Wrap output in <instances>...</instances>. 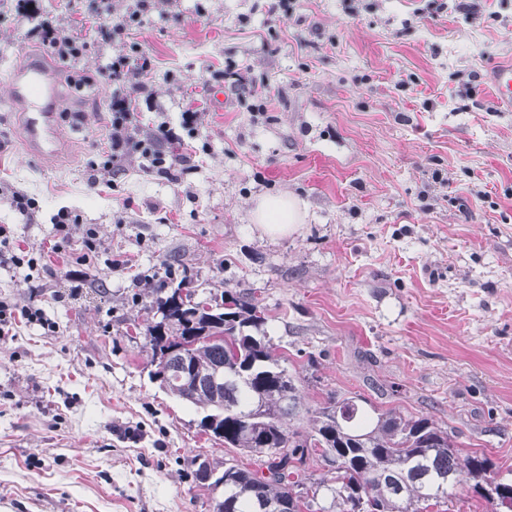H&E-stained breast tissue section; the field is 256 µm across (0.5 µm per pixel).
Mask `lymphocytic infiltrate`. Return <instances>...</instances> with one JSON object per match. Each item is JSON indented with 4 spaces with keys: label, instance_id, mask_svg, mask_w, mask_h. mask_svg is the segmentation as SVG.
I'll return each mask as SVG.
<instances>
[{
    "label": "lymphocytic infiltrate",
    "instance_id": "lymphocytic-infiltrate-1",
    "mask_svg": "<svg viewBox=\"0 0 512 512\" xmlns=\"http://www.w3.org/2000/svg\"><path fill=\"white\" fill-rule=\"evenodd\" d=\"M22 16L31 19L28 39L39 43L60 64L78 60L85 48L79 37L68 34L55 21L41 18L34 0H15ZM154 68L153 56L140 47L119 48L113 51L109 64L99 71L101 79L112 87L108 107L112 114L110 154L99 171L118 175L124 163L133 156L151 159L154 167L165 177L178 179L191 169V162L201 149L196 141L204 122V114L185 109L179 126L169 122L157 123L143 130L139 117L132 109L131 91H144L142 79Z\"/></svg>",
    "mask_w": 512,
    "mask_h": 512
}]
</instances>
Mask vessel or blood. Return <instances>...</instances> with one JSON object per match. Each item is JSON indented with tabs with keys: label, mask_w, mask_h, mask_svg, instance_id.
<instances>
[{
	"label": "vessel or blood",
	"mask_w": 512,
	"mask_h": 512,
	"mask_svg": "<svg viewBox=\"0 0 512 512\" xmlns=\"http://www.w3.org/2000/svg\"><path fill=\"white\" fill-rule=\"evenodd\" d=\"M495 102L512 106V61L494 63L487 75ZM11 103L23 117L27 153L49 161L60 155L63 140L57 125L58 83L53 65L39 55L29 56L10 76Z\"/></svg>",
	"instance_id": "obj_1"
}]
</instances>
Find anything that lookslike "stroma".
Instances as JSON below:
<instances>
[{
	"instance_id": "1",
	"label": "stroma",
	"mask_w": 512,
	"mask_h": 512,
	"mask_svg": "<svg viewBox=\"0 0 512 512\" xmlns=\"http://www.w3.org/2000/svg\"><path fill=\"white\" fill-rule=\"evenodd\" d=\"M134 0H39L89 45L58 67L60 157L26 156L6 78L42 54L0 0V184L37 199L34 218L0 200V224L46 267L0 257V301L40 310L0 337V512H212L196 464L234 449L199 431L200 409L153 379L148 270L175 268L205 293L256 290L275 355L306 407L356 392L454 430L461 452L512 470V111L484 80L512 57V0H155L126 42L155 59L143 127L204 112L209 153L172 181L133 159L90 188L109 137L112 55L96 27ZM233 64L268 98L247 111L211 71ZM288 193L307 216L277 239L256 198ZM94 225L99 260L69 274L52 218ZM122 257L112 270L106 260Z\"/></svg>"
}]
</instances>
